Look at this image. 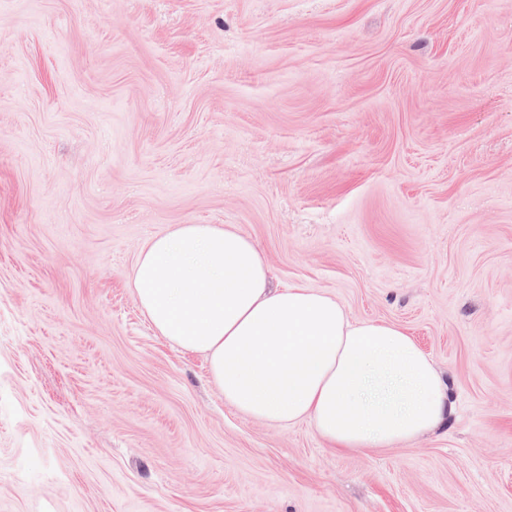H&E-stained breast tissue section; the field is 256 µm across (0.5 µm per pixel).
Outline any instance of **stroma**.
I'll return each instance as SVG.
<instances>
[{
  "label": "stroma",
  "mask_w": 512,
  "mask_h": 512,
  "mask_svg": "<svg viewBox=\"0 0 512 512\" xmlns=\"http://www.w3.org/2000/svg\"><path fill=\"white\" fill-rule=\"evenodd\" d=\"M173 224L401 326L453 416L226 404L129 280ZM0 512H512V0H0Z\"/></svg>",
  "instance_id": "obj_1"
}]
</instances>
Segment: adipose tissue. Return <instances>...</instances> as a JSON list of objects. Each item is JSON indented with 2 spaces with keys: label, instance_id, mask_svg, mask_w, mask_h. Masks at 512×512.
<instances>
[{
  "label": "adipose tissue",
  "instance_id": "ef3b65f1",
  "mask_svg": "<svg viewBox=\"0 0 512 512\" xmlns=\"http://www.w3.org/2000/svg\"><path fill=\"white\" fill-rule=\"evenodd\" d=\"M130 280L155 331L204 354L225 402L252 418L308 422L334 448H391L452 410L446 380L401 327L352 322L312 288L272 287L258 245L233 228L155 234Z\"/></svg>",
  "mask_w": 512,
  "mask_h": 512
}]
</instances>
